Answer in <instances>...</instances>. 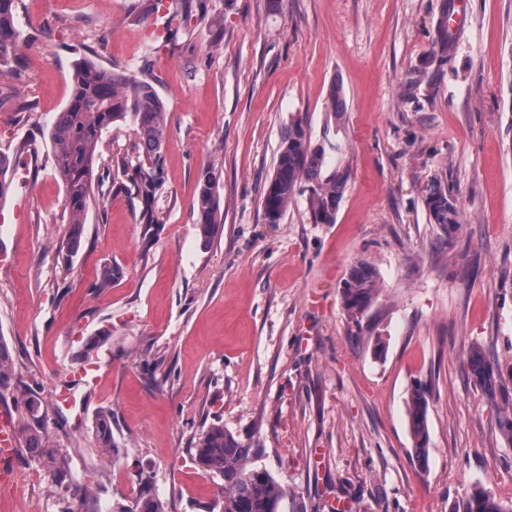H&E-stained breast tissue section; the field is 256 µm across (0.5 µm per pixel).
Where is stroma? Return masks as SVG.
Wrapping results in <instances>:
<instances>
[{
    "label": "stroma",
    "mask_w": 512,
    "mask_h": 512,
    "mask_svg": "<svg viewBox=\"0 0 512 512\" xmlns=\"http://www.w3.org/2000/svg\"><path fill=\"white\" fill-rule=\"evenodd\" d=\"M151 0H16L20 33L0 71V335L13 392L37 393L44 425L112 512L148 484L165 512H218L224 485L192 461L214 421L257 443L256 466L287 487V512H458L474 490L512 501V444L468 373L472 348L512 392V0H466L448 61L432 51L444 0H190L167 21ZM88 57L149 79L169 113L160 202L144 246L139 208L112 184L128 125L103 132L80 247L64 262V189L49 131ZM346 102L327 124L334 85ZM302 118L313 142L341 143L349 180L334 223L306 196L266 223L262 191L282 136ZM220 178L224 222L196 230L203 167ZM441 182L461 227L430 223ZM378 294L360 335L340 288L356 264ZM119 276L105 288V268ZM93 392L75 385L99 330ZM428 383L429 465L413 459L407 400ZM112 414L119 454L93 424ZM0 512H64L37 460Z\"/></svg>",
    "instance_id": "1"
}]
</instances>
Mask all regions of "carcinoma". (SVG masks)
<instances>
[{
	"label": "carcinoma",
	"instance_id": "cac0c4a2",
	"mask_svg": "<svg viewBox=\"0 0 512 512\" xmlns=\"http://www.w3.org/2000/svg\"><path fill=\"white\" fill-rule=\"evenodd\" d=\"M15 9L16 0H0V70L9 66L20 37L14 23ZM452 46L447 23L443 22L433 54L445 60ZM128 119L133 122V156L116 164L113 177L123 176L118 189L137 199L138 221L145 226L144 241L148 244L150 232L166 220L157 196L163 185L168 112L149 81L131 79L90 59L80 60L70 100L50 129L54 171L64 187V206L71 224L70 236L63 247L67 259L73 257L80 245L102 133ZM329 150L339 153L342 146L327 140L312 143L308 127L300 119L288 125L274 173L263 192L262 206L267 223L281 222L289 203L303 186L309 191V210L314 223H334L349 170L340 162L330 165L326 159ZM424 203L431 223L442 225L450 236L459 230V212L448 188L439 182L433 183L425 192ZM222 218L219 181L213 169L206 166L199 174L197 194V230L203 240L212 238ZM376 292L374 271L363 264L353 266L341 286L342 305L353 323L361 325ZM13 365V354L0 335V396L12 390ZM467 365L474 384L487 396L494 399L503 391L498 365L481 348L471 349ZM428 397V389L419 384L411 391L408 401L414 457L423 470L428 466ZM17 402L24 406L31 419L20 429L26 450L35 454L53 486L66 499L65 512H82L80 506L86 499L88 485L75 482L67 455L57 448L45 427L40 425L43 420L41 399L28 392L17 398ZM94 432L103 454L112 456L118 452L112 435V414H99ZM253 448L254 444L238 439L219 420L210 423L193 442L195 463L204 472L224 481L222 512H282L288 499L287 489L267 469L251 464ZM113 512H165V507L159 498L145 490L132 504L113 506ZM462 512H512V502L476 490L462 502Z\"/></svg>",
	"mask_w": 512,
	"mask_h": 512
}]
</instances>
